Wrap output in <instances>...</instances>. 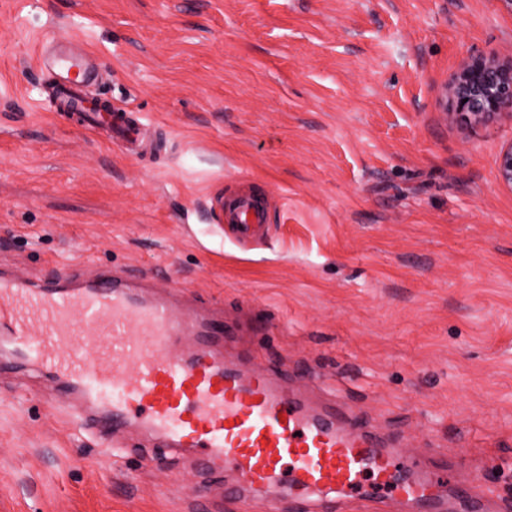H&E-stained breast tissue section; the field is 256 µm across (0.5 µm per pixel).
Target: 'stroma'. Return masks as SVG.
<instances>
[{"label":"stroma","instance_id":"35a3bbf8","mask_svg":"<svg viewBox=\"0 0 512 512\" xmlns=\"http://www.w3.org/2000/svg\"><path fill=\"white\" fill-rule=\"evenodd\" d=\"M67 33L149 150L44 106L36 51ZM472 56L512 61L500 0H0V270L169 285L230 360L512 512V119H449ZM242 192L272 203L261 240L211 208ZM72 406L0 352V512H294ZM496 164L499 187L512 193V141L501 146Z\"/></svg>","mask_w":512,"mask_h":512}]
</instances>
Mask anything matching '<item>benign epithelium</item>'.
<instances>
[{
  "label": "benign epithelium",
  "instance_id": "obj_1",
  "mask_svg": "<svg viewBox=\"0 0 512 512\" xmlns=\"http://www.w3.org/2000/svg\"><path fill=\"white\" fill-rule=\"evenodd\" d=\"M449 93L456 108L452 119L482 125L512 118V62L470 57L460 64ZM496 164L499 187L512 193V141L501 146Z\"/></svg>",
  "mask_w": 512,
  "mask_h": 512
}]
</instances>
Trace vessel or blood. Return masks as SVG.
Listing matches in <instances>:
<instances>
[{
	"mask_svg": "<svg viewBox=\"0 0 512 512\" xmlns=\"http://www.w3.org/2000/svg\"><path fill=\"white\" fill-rule=\"evenodd\" d=\"M53 70L58 111L132 132L131 121H112L86 98L96 78L89 55L58 45ZM219 219L245 238L267 222L263 203L250 195L222 203ZM223 334L205 314L176 312L108 273L82 288L0 276V335L17 360L79 401L77 421L115 431L138 424L166 447L232 471L241 490L280 489L297 512H307L314 495L367 485L390 500L442 508L434 475L418 476L414 460L354 428L338 404L307 413L288 386L228 364ZM189 336L194 348L180 351Z\"/></svg>",
	"mask_w": 512,
	"mask_h": 512,
	"instance_id": "vessel-or-blood-1",
	"label": "vessel or blood"
}]
</instances>
